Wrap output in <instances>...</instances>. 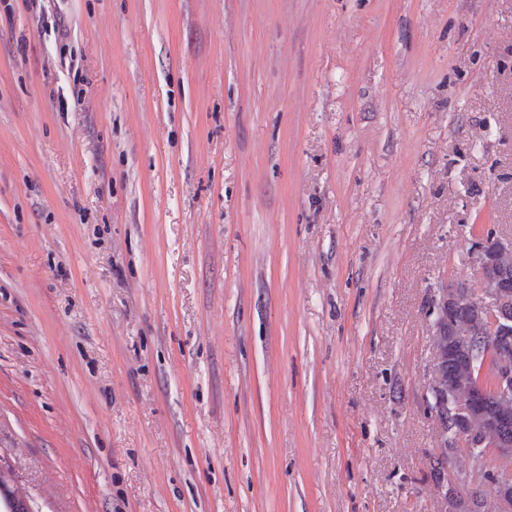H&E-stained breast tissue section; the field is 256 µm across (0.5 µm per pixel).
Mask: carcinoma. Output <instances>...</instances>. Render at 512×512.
<instances>
[{
	"label": "carcinoma",
	"instance_id": "obj_1",
	"mask_svg": "<svg viewBox=\"0 0 512 512\" xmlns=\"http://www.w3.org/2000/svg\"><path fill=\"white\" fill-rule=\"evenodd\" d=\"M499 288L504 299L500 315L512 320V253L500 256ZM442 330L441 351L434 355L442 386L462 389L469 383L481 381L485 397L471 405L469 414L448 415L447 439L441 455L430 463L435 484L446 478L448 452L463 449L466 453L485 458L487 445L496 442L512 444V400L504 401L497 393L496 357L498 349L512 353V335L496 339L489 332L488 321L478 318L475 306L462 302L448 307V314L440 318ZM512 480V469L481 464V479L495 482ZM448 512H487L485 492L481 483L468 494L452 487L447 489Z\"/></svg>",
	"mask_w": 512,
	"mask_h": 512
}]
</instances>
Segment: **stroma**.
Returning <instances> with one entry per match:
<instances>
[{"instance_id": "obj_1", "label": "stroma", "mask_w": 512, "mask_h": 512, "mask_svg": "<svg viewBox=\"0 0 512 512\" xmlns=\"http://www.w3.org/2000/svg\"><path fill=\"white\" fill-rule=\"evenodd\" d=\"M512 241V0H0V467L34 512H441L432 297Z\"/></svg>"}]
</instances>
